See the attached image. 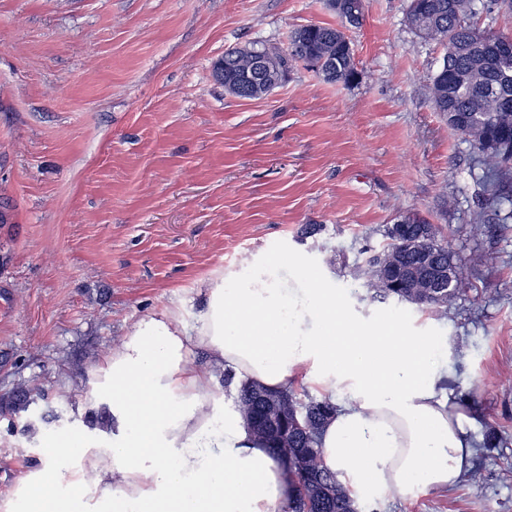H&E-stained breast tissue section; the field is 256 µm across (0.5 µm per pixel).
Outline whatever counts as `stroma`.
Here are the masks:
<instances>
[{
    "label": "stroma",
    "instance_id": "obj_1",
    "mask_svg": "<svg viewBox=\"0 0 512 512\" xmlns=\"http://www.w3.org/2000/svg\"><path fill=\"white\" fill-rule=\"evenodd\" d=\"M407 7L365 0L347 31L356 82L299 67L242 99L215 61L337 24L327 0H0V399L31 391L27 410L0 413V512L48 440L111 433L98 386L141 318L192 330L210 282L275 260L363 315L447 337L448 379L476 419L477 477L361 512H512V205L434 111L446 49L410 29ZM409 213L463 267L445 307L381 300L354 274Z\"/></svg>",
    "mask_w": 512,
    "mask_h": 512
}]
</instances>
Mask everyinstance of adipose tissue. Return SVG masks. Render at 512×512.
<instances>
[{
    "label": "adipose tissue",
    "mask_w": 512,
    "mask_h": 512,
    "mask_svg": "<svg viewBox=\"0 0 512 512\" xmlns=\"http://www.w3.org/2000/svg\"><path fill=\"white\" fill-rule=\"evenodd\" d=\"M296 281L213 284L189 334L166 314L142 318L108 363L109 445L84 447L78 432L49 440L44 467L63 472L73 463L76 476L50 484L42 469L30 471L17 512H88L89 487L98 512H279L294 490L287 465L210 378L189 369L196 348L212 368L270 390L302 376L328 398L343 395L321 450L357 500L453 485L471 464L475 419L442 385L447 342L411 335L394 315L381 334L308 272L297 271Z\"/></svg>",
    "instance_id": "1"
}]
</instances>
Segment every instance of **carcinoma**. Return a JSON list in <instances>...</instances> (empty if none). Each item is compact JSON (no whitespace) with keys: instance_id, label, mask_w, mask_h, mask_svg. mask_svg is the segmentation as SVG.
<instances>
[{"instance_id":"obj_1","label":"carcinoma","mask_w":512,"mask_h":512,"mask_svg":"<svg viewBox=\"0 0 512 512\" xmlns=\"http://www.w3.org/2000/svg\"><path fill=\"white\" fill-rule=\"evenodd\" d=\"M341 25H302L294 29L284 50L252 46L241 53H224V90L254 99L276 87L291 67L301 64L332 83L350 84L358 77L351 41L345 29L359 25L364 0H327ZM476 0H410L407 22L423 39L445 43L446 52L431 82V102L448 126L473 146L489 177L492 196L512 182V37L491 26L479 27ZM386 243L364 249L358 271L365 285L381 299H394L426 308H440L461 293L465 276L460 263L432 230L429 252L452 277L440 287L413 272L417 243L398 239L392 225L383 230ZM236 385L235 408L246 425L287 465L296 494L283 512H360L349 490L321 457L320 436L336 406L328 399L301 402L289 391H271L224 371V385ZM22 390L0 404L3 413L27 408Z\"/></svg>"}]
</instances>
